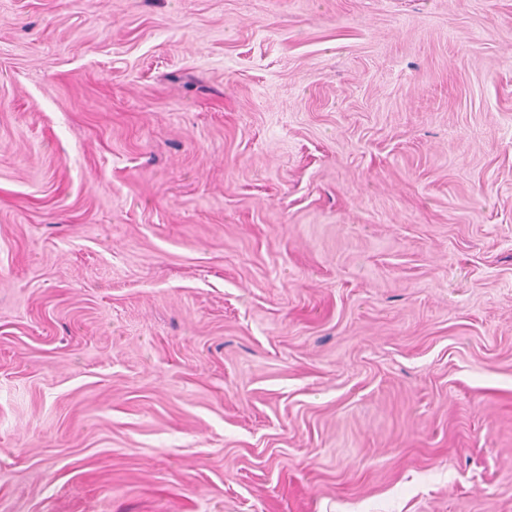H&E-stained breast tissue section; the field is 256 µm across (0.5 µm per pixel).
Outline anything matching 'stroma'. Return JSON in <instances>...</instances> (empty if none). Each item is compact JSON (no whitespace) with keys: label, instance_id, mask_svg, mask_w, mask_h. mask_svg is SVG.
Segmentation results:
<instances>
[{"label":"stroma","instance_id":"35a3bbf8","mask_svg":"<svg viewBox=\"0 0 512 512\" xmlns=\"http://www.w3.org/2000/svg\"><path fill=\"white\" fill-rule=\"evenodd\" d=\"M0 512H512V0H0Z\"/></svg>","mask_w":512,"mask_h":512}]
</instances>
